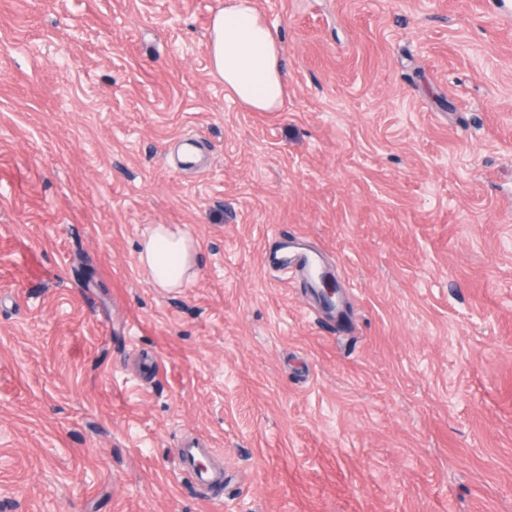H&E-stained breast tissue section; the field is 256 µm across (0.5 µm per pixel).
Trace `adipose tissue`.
Returning <instances> with one entry per match:
<instances>
[{
	"mask_svg": "<svg viewBox=\"0 0 512 512\" xmlns=\"http://www.w3.org/2000/svg\"><path fill=\"white\" fill-rule=\"evenodd\" d=\"M206 49L213 73L239 103L255 112L281 108L286 96L282 42L254 0H224L212 19ZM139 262L155 287H181L196 267L195 239L179 226H154L141 244Z\"/></svg>",
	"mask_w": 512,
	"mask_h": 512,
	"instance_id": "obj_1",
	"label": "adipose tissue"
}]
</instances>
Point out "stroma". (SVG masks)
I'll return each instance as SVG.
<instances>
[{
  "label": "stroma",
  "mask_w": 512,
  "mask_h": 512,
  "mask_svg": "<svg viewBox=\"0 0 512 512\" xmlns=\"http://www.w3.org/2000/svg\"><path fill=\"white\" fill-rule=\"evenodd\" d=\"M223 3L0 0V512H512V0H255L277 112ZM206 49L212 72L239 103L254 112L281 108L286 96L282 42L254 0L224 1L213 16ZM196 244L191 233L177 226L156 225L143 240L139 262L147 268L155 288H180L196 268ZM211 448L199 445H186L177 448V458L183 470L193 474L196 480L206 486H216L224 483L223 468L216 465L201 467L203 460L209 457Z\"/></svg>",
  "instance_id": "1"
}]
</instances>
